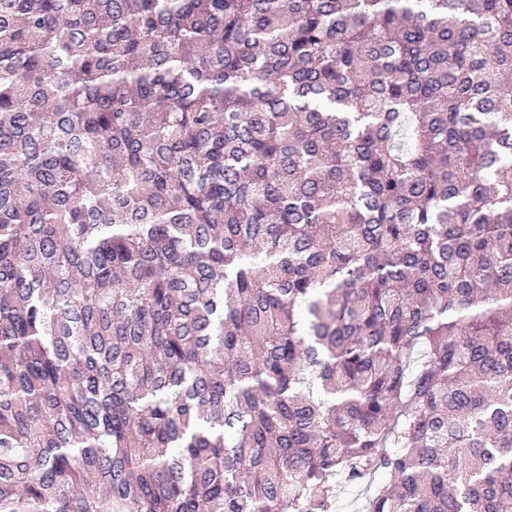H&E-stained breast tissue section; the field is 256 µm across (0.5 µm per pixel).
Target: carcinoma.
<instances>
[{
	"label": "carcinoma",
	"mask_w": 512,
	"mask_h": 512,
	"mask_svg": "<svg viewBox=\"0 0 512 512\" xmlns=\"http://www.w3.org/2000/svg\"><path fill=\"white\" fill-rule=\"evenodd\" d=\"M512 0H0V512H512Z\"/></svg>",
	"instance_id": "cac0c4a2"
}]
</instances>
